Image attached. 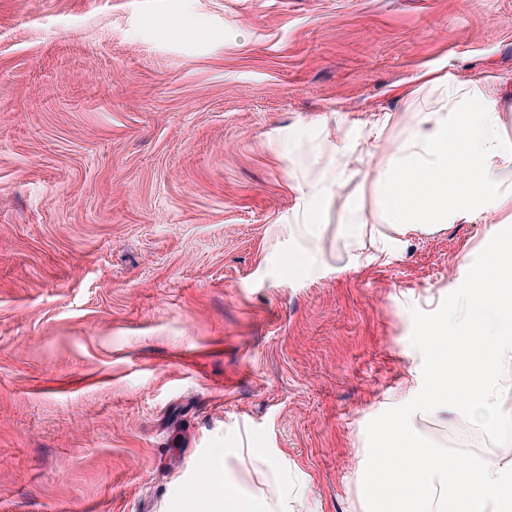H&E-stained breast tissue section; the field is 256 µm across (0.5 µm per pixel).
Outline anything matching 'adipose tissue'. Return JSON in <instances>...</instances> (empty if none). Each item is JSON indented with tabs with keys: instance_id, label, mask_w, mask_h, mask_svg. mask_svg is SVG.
Segmentation results:
<instances>
[{
	"instance_id": "ef3b65f1",
	"label": "adipose tissue",
	"mask_w": 512,
	"mask_h": 512,
	"mask_svg": "<svg viewBox=\"0 0 512 512\" xmlns=\"http://www.w3.org/2000/svg\"><path fill=\"white\" fill-rule=\"evenodd\" d=\"M495 84L449 81L438 107L420 109L409 136L393 145L369 172L374 208L399 236L512 210V142L500 134ZM269 491L227 496L223 481L209 486L214 512H288L301 488L270 468Z\"/></svg>"
}]
</instances>
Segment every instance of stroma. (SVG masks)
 Instances as JSON below:
<instances>
[{"label": "stroma", "instance_id": "35a3bbf8", "mask_svg": "<svg viewBox=\"0 0 512 512\" xmlns=\"http://www.w3.org/2000/svg\"><path fill=\"white\" fill-rule=\"evenodd\" d=\"M428 77L496 78L512 138V0H0V512H197L245 448L365 512L411 308L512 226L343 249Z\"/></svg>", "mask_w": 512, "mask_h": 512}]
</instances>
